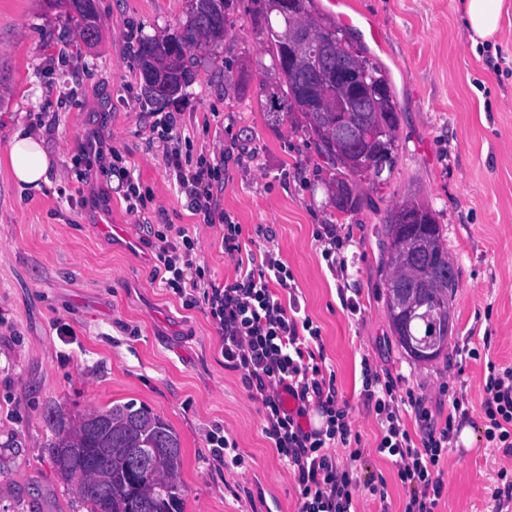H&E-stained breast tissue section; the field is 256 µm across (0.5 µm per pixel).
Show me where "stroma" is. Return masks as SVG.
Instances as JSON below:
<instances>
[{"label":"stroma","instance_id":"stroma-1","mask_svg":"<svg viewBox=\"0 0 512 512\" xmlns=\"http://www.w3.org/2000/svg\"><path fill=\"white\" fill-rule=\"evenodd\" d=\"M96 4L99 34L88 44L63 9L0 0V512H83L76 488L48 463L47 409L72 420L117 400L146 405L178 433L184 512H297L293 480L240 373L225 367L215 325L154 278L151 224L198 237L213 282L235 277L222 226L188 210L166 165L175 152L223 161L218 199L242 226L243 251L287 266L292 296L320 330L323 372L351 405V445L364 451L360 512H379V479L390 512H402L395 468L375 452L363 362L400 376V392L426 397L436 414L447 415L448 391L464 394L475 429L487 360L512 366V0L495 45L476 50L461 0H347L346 12L369 19L379 39L358 26L345 35L387 71L399 115L396 165L354 214L330 206L308 136L269 112L277 77L249 0L231 11L216 53L188 52L192 81L166 104L148 100L139 50L180 31L191 0ZM167 112L180 113V136L150 139ZM20 129L39 135L51 159L38 191L10 174L7 146ZM95 130L139 179L140 215L127 212L117 177L81 162ZM408 200L435 211L459 270L448 349L421 363L391 332L382 264L387 212ZM106 224L118 232H103ZM333 236L345 238L340 250ZM465 347L491 357L467 358ZM217 429L237 441L243 467L212 459L207 437ZM503 472L512 476V456L479 439L454 445L435 512H492Z\"/></svg>","mask_w":512,"mask_h":512}]
</instances>
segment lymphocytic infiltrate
Returning a JSON list of instances; mask_svg holds the SVG:
<instances>
[{
    "instance_id": "f902f5d3",
    "label": "lymphocytic infiltrate",
    "mask_w": 512,
    "mask_h": 512,
    "mask_svg": "<svg viewBox=\"0 0 512 512\" xmlns=\"http://www.w3.org/2000/svg\"><path fill=\"white\" fill-rule=\"evenodd\" d=\"M187 207L207 223L224 228L222 245L235 261L234 282L220 285L198 263V240L187 229L166 224L154 230V276L184 305L203 307L220 335L224 363L238 371L257 402L262 431L292 476L298 512H357L355 490L363 451L350 447V404L339 399L324 377L320 330L301 314L297 301L282 303L286 266L272 255L255 260L242 252L241 225L220 210L214 195L222 187L223 163L181 155L166 158ZM483 438L487 447L512 454V367L488 363ZM362 396L380 427L377 454L390 459L404 491L403 512H434L443 490L440 463L469 418L467 399L452 394L444 423L432 422L423 398L400 395L396 378L366 372ZM318 412L321 425L310 424ZM421 424L412 435L407 412ZM344 454H337V447Z\"/></svg>"
}]
</instances>
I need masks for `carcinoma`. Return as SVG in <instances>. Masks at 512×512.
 Here are the masks:
<instances>
[{"mask_svg":"<svg viewBox=\"0 0 512 512\" xmlns=\"http://www.w3.org/2000/svg\"><path fill=\"white\" fill-rule=\"evenodd\" d=\"M252 24L266 37L270 47L272 69L277 75L275 87L269 94L277 108L276 116L290 120H301L308 135L314 136L318 155L328 165L329 179L325 186L329 203L340 213L350 214L363 204L359 194L351 202L336 204V190L350 182H364L375 191V185L366 171H352L344 167L341 157L319 132L329 117H318L305 111L299 99L302 76L285 68L288 44L284 32L288 21L277 11H268L261 0H251ZM233 0H208V9L199 13L198 4L192 11L183 31L171 37L150 38L142 43L139 59L145 60L160 42L183 47L186 52L177 53V71L180 82L188 84L189 72L185 67L186 53L196 50L210 53L224 40L227 16ZM303 16L320 24L325 33L338 46L340 54L358 58L362 65L377 77L384 78L377 63L362 55L345 37L343 29L328 18L314 17V0H301ZM81 39L92 32L91 40L98 34L97 14L81 10L71 14ZM394 133L382 138L381 153L371 159L369 166L376 167L386 161V170L392 171L398 155V125ZM402 207H412L423 212V221L418 224L395 222L396 209H391L384 224L387 238L384 264L389 270L385 281L386 304L393 335L405 354L413 361H420V351L436 346L435 356L448 348V337L435 335L436 324L448 319L450 302L455 288L448 287V247L443 228L434 213L417 203L405 202ZM422 239L430 249V274L428 285L414 289L420 297L421 307L411 321H401L394 315L391 303L393 287L401 256L408 240ZM94 414L109 420L110 434L105 438L87 432L83 420L64 422L60 410L54 408L46 419L51 437L44 444L54 474L66 484L76 486L82 507L86 512H100L106 501L112 502V512H184L182 482V450L179 435L174 429L145 405L133 402L114 401L111 405L94 411Z\"/></svg>","mask_w":512,"mask_h":512,"instance_id":"obj_1","label":"carcinoma"}]
</instances>
